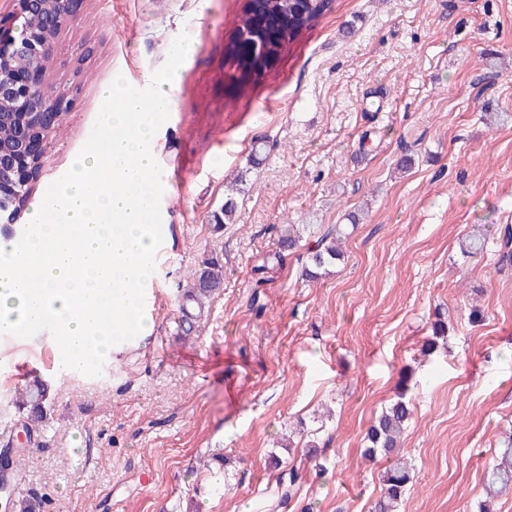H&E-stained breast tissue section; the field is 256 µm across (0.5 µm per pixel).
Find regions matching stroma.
Wrapping results in <instances>:
<instances>
[{"label": "stroma", "instance_id": "obj_1", "mask_svg": "<svg viewBox=\"0 0 512 512\" xmlns=\"http://www.w3.org/2000/svg\"><path fill=\"white\" fill-rule=\"evenodd\" d=\"M248 0H84L55 38L44 83L75 106L52 134L32 197L88 138L115 72L143 89L173 39L196 44L176 72L157 161L173 235L156 256L150 335L100 376H58L49 332L0 336V429L48 381L47 421L27 447L10 512H370L386 460L366 462L374 416L406 392L400 512H512L484 477L512 436V268L494 248L463 258L475 225L512 226V0H335L242 82L224 46ZM266 142L260 164L254 141ZM241 176L236 212L225 180ZM350 224L318 281L277 227ZM209 254L224 286L190 336L175 297ZM266 265L264 283L253 270ZM479 307L481 322L470 320ZM444 349L421 347L436 319Z\"/></svg>", "mask_w": 512, "mask_h": 512}]
</instances>
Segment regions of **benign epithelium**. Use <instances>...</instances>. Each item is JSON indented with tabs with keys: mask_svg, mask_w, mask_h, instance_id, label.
I'll return each mask as SVG.
<instances>
[{
	"mask_svg": "<svg viewBox=\"0 0 512 512\" xmlns=\"http://www.w3.org/2000/svg\"><path fill=\"white\" fill-rule=\"evenodd\" d=\"M15 31L0 40V122L17 127L13 141L0 144V223L16 224L24 216L23 191L32 190L38 179L49 133L58 112L72 110L74 99L65 91L44 85L50 52L59 31L78 14L83 0H16ZM39 15V30L25 28V20ZM287 35L264 33L245 43L249 52L261 51L268 62L271 43Z\"/></svg>",
	"mask_w": 512,
	"mask_h": 512,
	"instance_id": "benign-epithelium-1",
	"label": "benign epithelium"
}]
</instances>
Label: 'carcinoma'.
Listing matches in <instances>:
<instances>
[{
    "mask_svg": "<svg viewBox=\"0 0 512 512\" xmlns=\"http://www.w3.org/2000/svg\"><path fill=\"white\" fill-rule=\"evenodd\" d=\"M334 0H309L304 4L299 0H265L263 12L249 10L239 18L236 34H254L264 28L281 24L288 32V39L296 38L309 28L319 17L331 11ZM227 58L235 62L240 70V78L245 81L254 72L265 69V61L257 55H249L243 44L237 40L227 43L224 48ZM344 230L342 225L328 227L318 238L316 247L308 249L303 275L315 280L321 271L343 257L340 250ZM487 240L484 233L471 234L460 244L462 254L476 256L483 252ZM300 242L296 224L278 226L277 244L282 252L297 248ZM499 262L512 263V230L506 228L499 237ZM224 285V265L218 256H209L194 270L186 289L177 296L178 323L184 335L194 330V318L203 311L205 300ZM50 385L44 380H34L16 392V407L21 414L23 428L29 436L46 422L48 415ZM413 416V409L405 396L400 395L376 416L367 432L368 446L364 455L373 458L395 457L393 463L381 475L382 489L372 512H398L413 476L405 459L398 456L399 440ZM487 495L495 498L512 490V446L503 449L500 456L489 468L486 475Z\"/></svg>",
    "mask_w": 512,
    "mask_h": 512,
    "instance_id": "carcinoma-1",
    "label": "carcinoma"
}]
</instances>
